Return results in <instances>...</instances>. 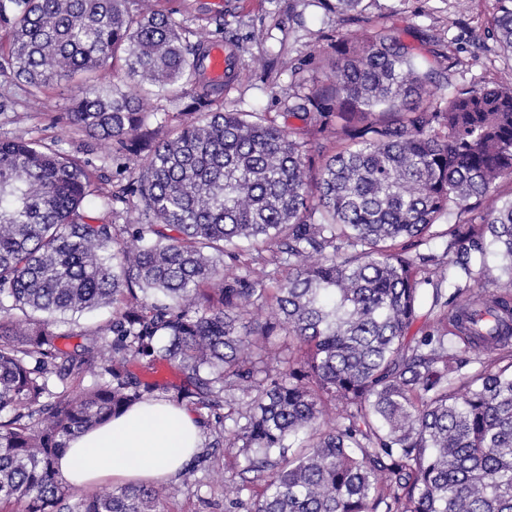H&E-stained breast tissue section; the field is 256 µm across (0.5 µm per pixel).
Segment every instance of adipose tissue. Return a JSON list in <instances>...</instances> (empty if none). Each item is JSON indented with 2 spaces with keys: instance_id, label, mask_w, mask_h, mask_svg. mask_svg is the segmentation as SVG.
<instances>
[{
  "instance_id": "adipose-tissue-1",
  "label": "adipose tissue",
  "mask_w": 512,
  "mask_h": 512,
  "mask_svg": "<svg viewBox=\"0 0 512 512\" xmlns=\"http://www.w3.org/2000/svg\"><path fill=\"white\" fill-rule=\"evenodd\" d=\"M202 443L201 427L184 407L152 400L70 441L58 470L80 488L107 479L161 483L181 474Z\"/></svg>"
}]
</instances>
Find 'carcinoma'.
Segmentation results:
<instances>
[{
  "label": "carcinoma",
  "instance_id": "carcinoma-1",
  "mask_svg": "<svg viewBox=\"0 0 512 512\" xmlns=\"http://www.w3.org/2000/svg\"><path fill=\"white\" fill-rule=\"evenodd\" d=\"M0 29V76L34 102L80 79L59 120L132 161L109 218L90 222L88 161L0 138V512H168L166 490L146 485L71 504L56 460L171 389L224 426L214 446L237 449L228 512H512V197L497 194L512 180L511 83L423 105L439 60L417 66L390 30L342 35L335 78L295 93L298 123L281 126L225 109L236 51L211 82L209 42L155 0H0ZM485 30L512 61V0H493ZM106 70L126 90L91 84ZM185 85L197 94L147 145L148 87ZM444 218L434 275L453 292L435 288L436 318L410 339L435 262L410 249ZM101 306L112 339L62 347L55 315ZM133 361L174 362L183 383L143 382Z\"/></svg>",
  "mask_w": 512,
  "mask_h": 512
}]
</instances>
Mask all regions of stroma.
I'll return each mask as SVG.
<instances>
[{"mask_svg": "<svg viewBox=\"0 0 512 512\" xmlns=\"http://www.w3.org/2000/svg\"><path fill=\"white\" fill-rule=\"evenodd\" d=\"M368 7L351 20L325 12L315 0H162L163 8L176 9V18L194 36L214 41L218 36L239 40V77L224 91V105L237 112H267L278 123H286L293 105L292 80L305 87L331 80L336 58L337 35L355 34L366 39L381 28L404 30V39L422 50L450 54L455 86H467L484 76L512 82V62L496 59L487 49L482 25L492 0H473L467 11H459L456 0H366ZM223 11L224 26L209 23L210 15ZM192 93L183 87L151 96L145 115L148 130L165 135L173 113L184 108ZM74 92L71 83L59 81L46 88L41 103H28L24 84L0 81V136L22 135L57 142L62 152L89 160L103 179L101 197L86 207L91 218L103 216V194L123 177V164L114 159L111 145L58 123L69 109ZM202 454L189 473L168 481L169 512H224V484L235 479L234 469L225 465V448L213 447L216 424L206 411Z\"/></svg>", "mask_w": 512, "mask_h": 512, "instance_id": "1", "label": "stroma"}]
</instances>
